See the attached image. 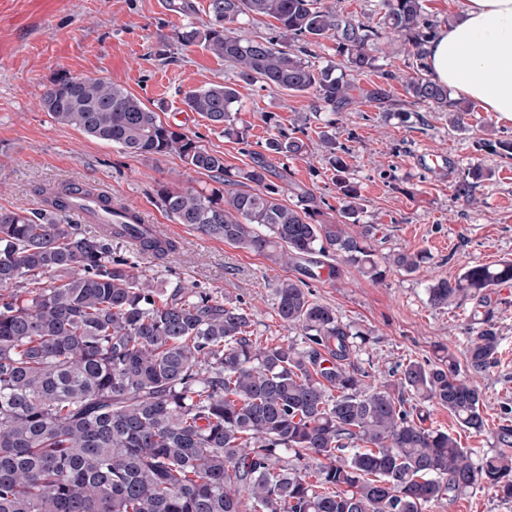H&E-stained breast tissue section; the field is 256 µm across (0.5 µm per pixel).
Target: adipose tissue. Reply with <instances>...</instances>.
I'll return each mask as SVG.
<instances>
[{
	"instance_id": "adipose-tissue-1",
	"label": "adipose tissue",
	"mask_w": 512,
	"mask_h": 512,
	"mask_svg": "<svg viewBox=\"0 0 512 512\" xmlns=\"http://www.w3.org/2000/svg\"><path fill=\"white\" fill-rule=\"evenodd\" d=\"M426 50L437 81L512 122V0H462Z\"/></svg>"
}]
</instances>
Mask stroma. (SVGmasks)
Listing matches in <instances>:
<instances>
[{"mask_svg": "<svg viewBox=\"0 0 512 512\" xmlns=\"http://www.w3.org/2000/svg\"><path fill=\"white\" fill-rule=\"evenodd\" d=\"M169 2L0 0V209L35 212L42 206L41 187L104 182L114 201L140 207L153 223L166 226L171 223L160 204L161 189L216 187L176 156H141L54 121L41 99L65 77H103L122 85L163 122L197 134L232 168L251 165L266 138L306 126L309 153L288 159L289 180L323 198L333 217L336 176L317 135L328 124L349 149L345 161L360 189L361 221L375 227L373 246L382 254L422 251L428 260L417 272L391 271L379 282L344 267L338 277L313 282L315 298L371 336L360 358L373 365L376 378L411 359L434 362L447 352L463 357L472 301L436 308L427 289L432 280L455 279L473 264L512 261V159L493 151L498 142L512 140V122L496 121L478 106L462 129L439 112L427 113L422 125L404 123L365 103L334 113L317 109L309 94L243 84L235 123L246 128L247 141L239 143L182 101L183 91L235 79L224 60L174 40L187 22H206L208 0H194L189 17L171 10ZM377 57V71L360 76V86H384L399 109L412 110L402 84L414 65L406 46H381ZM478 164L492 175L468 203L456 196L455 186ZM174 227L179 249L167 260L137 254L125 243L116 251L157 284L194 283L237 302L249 313L255 336L267 342H300L299 330L284 325L274 309L275 285L295 277L294 268L185 225ZM492 299L502 343L497 363L479 381L484 431L457 427L441 407L431 408L428 417L429 425L452 430L477 457L494 451L500 406L512 404V284L495 288ZM426 512H512V500L483 490L431 503Z\"/></svg>", "mask_w": 512, "mask_h": 512, "instance_id": "stroma-1", "label": "stroma"}]
</instances>
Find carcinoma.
I'll return each instance as SVG.
<instances>
[{
	"instance_id": "cac0c4a2",
	"label": "carcinoma",
	"mask_w": 512,
	"mask_h": 512,
	"mask_svg": "<svg viewBox=\"0 0 512 512\" xmlns=\"http://www.w3.org/2000/svg\"><path fill=\"white\" fill-rule=\"evenodd\" d=\"M379 11L372 25L325 0H208V22L184 26L177 41L229 63L240 82L311 94L336 112L354 103L351 74L376 70L379 45L400 39L416 62L404 82L413 104L464 128L471 105L427 70L437 24L424 0H379ZM243 16L276 25L245 38L232 28ZM323 40L345 57L338 76L307 60ZM362 96L392 111L384 88ZM239 99L224 82L184 92L183 103L242 140L232 117ZM41 104L59 124L142 156L175 155L226 186L166 188L161 206L176 224L297 269L300 277L276 284L274 305L301 344L253 340L243 307L194 284L155 287L112 242L140 237V251L158 259L175 253L174 242L129 223L82 234L67 221L72 185L43 192L37 213L0 209V512H424L478 490L512 499V457L476 460L452 432L424 426L425 409L438 406L463 429L485 428L478 380L502 341L488 291L512 282V261L472 265L428 288L436 308L473 301L464 360H410L374 388L359 361L368 334L314 299L310 281L341 260L378 282L418 271L427 256L380 255L373 225L346 230L362 205L335 134L318 132L340 204L326 220L311 190L292 206L280 199L275 180L285 175L272 160L308 152L290 133L235 170L107 79L66 77ZM488 176L470 169L456 196L472 201ZM501 413L496 447L512 448V406Z\"/></svg>"
}]
</instances>
